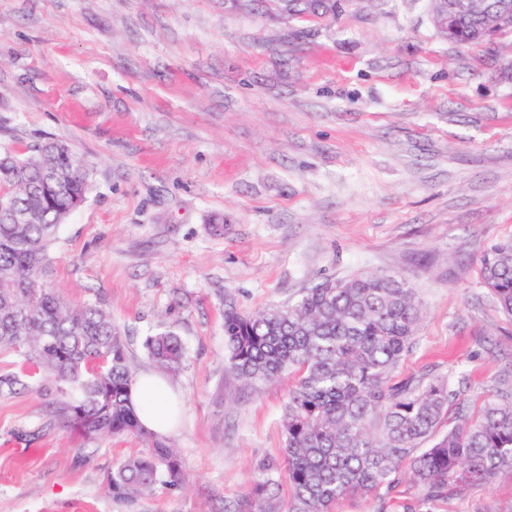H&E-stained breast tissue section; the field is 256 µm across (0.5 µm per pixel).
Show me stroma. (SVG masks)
I'll list each match as a JSON object with an SVG mask.
<instances>
[{"label": "stroma", "mask_w": 512, "mask_h": 512, "mask_svg": "<svg viewBox=\"0 0 512 512\" xmlns=\"http://www.w3.org/2000/svg\"><path fill=\"white\" fill-rule=\"evenodd\" d=\"M67 144L85 201L48 250V282L126 340L186 348L165 438L184 480L128 502L114 462L135 435L89 442L54 415V382L0 350V512H253L261 462H283L288 382L225 367L224 312L396 274L421 320L397 379L465 374L460 400L512 391V318L480 260L512 237V33L477 48L436 30L429 0H343L336 19L239 13L224 0H0V148ZM351 496L332 512H403ZM433 512H512V474Z\"/></svg>", "instance_id": "35a3bbf8"}]
</instances>
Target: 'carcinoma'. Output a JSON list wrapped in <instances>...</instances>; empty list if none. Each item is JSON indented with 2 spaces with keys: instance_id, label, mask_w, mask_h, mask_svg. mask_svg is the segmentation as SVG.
<instances>
[{
  "instance_id": "carcinoma-1",
  "label": "carcinoma",
  "mask_w": 512,
  "mask_h": 512,
  "mask_svg": "<svg viewBox=\"0 0 512 512\" xmlns=\"http://www.w3.org/2000/svg\"><path fill=\"white\" fill-rule=\"evenodd\" d=\"M337 2L285 0L284 9L316 21L336 15ZM448 2L458 7V31L448 40L487 41L481 0ZM85 192L86 173L62 143L30 155L0 152V349L26 350L63 397L57 418L86 440L136 434L149 441L151 454L120 462L109 479L112 496L132 499L178 482L183 469L166 440L139 422L131 364L111 315L73 305L46 285L48 247ZM12 211L28 212L29 223H16ZM481 276L512 316V239L483 257ZM419 321L414 293L396 274L325 281L257 315L224 313L232 373L251 386L290 378L282 417L288 501L275 491L278 464L263 462L267 478L253 488L255 512H331L353 495L383 501L404 479L422 493L404 512H430L437 501L512 472V393L487 396L468 417L449 382L393 381ZM145 348L163 373L183 365L185 348L171 331L147 337ZM454 404L461 423L435 436Z\"/></svg>"
}]
</instances>
